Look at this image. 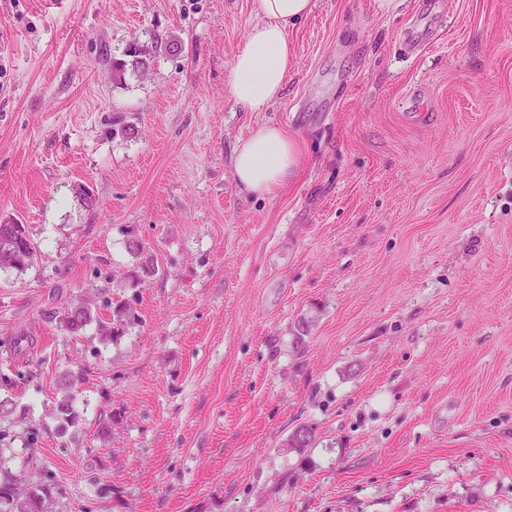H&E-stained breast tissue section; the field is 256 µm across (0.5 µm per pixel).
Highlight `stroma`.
Here are the masks:
<instances>
[{"instance_id": "stroma-1", "label": "stroma", "mask_w": 512, "mask_h": 512, "mask_svg": "<svg viewBox=\"0 0 512 512\" xmlns=\"http://www.w3.org/2000/svg\"><path fill=\"white\" fill-rule=\"evenodd\" d=\"M254 3L0 0V224L35 247L0 268V455L58 512H512V0H315L240 112ZM262 124L303 148L269 198L232 168ZM114 299L110 342L50 317ZM135 44L136 43H131L124 53L125 57L131 58L130 60L112 58V75L116 82H120L124 79L128 66H131L132 69H139L147 65L146 55H149V53L144 56L138 55V52L134 51ZM131 318L134 319V315L129 306L113 303L112 319H110V322H99L98 331L100 338L103 341H112L114 337L120 335L124 324ZM83 379V372L81 369L76 371H69L62 376L61 386L64 392L62 398L58 401L56 406L57 419L59 421V432L64 435L72 427L78 423V414L74 409L69 389L81 382Z\"/></svg>"}]
</instances>
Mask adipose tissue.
<instances>
[{"label":"adipose tissue","mask_w":512,"mask_h":512,"mask_svg":"<svg viewBox=\"0 0 512 512\" xmlns=\"http://www.w3.org/2000/svg\"><path fill=\"white\" fill-rule=\"evenodd\" d=\"M314 0H256L259 20L234 53L226 85L237 109L261 112L283 95L295 64L288 30L311 13ZM301 162L297 141L278 126L262 125L241 141L233 155L237 184L257 197L283 189Z\"/></svg>","instance_id":"adipose-tissue-1"}]
</instances>
